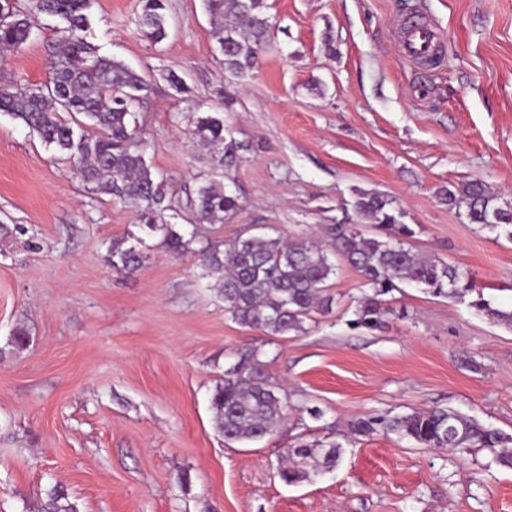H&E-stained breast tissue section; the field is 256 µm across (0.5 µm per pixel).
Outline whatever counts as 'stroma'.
<instances>
[{"instance_id": "stroma-1", "label": "stroma", "mask_w": 512, "mask_h": 512, "mask_svg": "<svg viewBox=\"0 0 512 512\" xmlns=\"http://www.w3.org/2000/svg\"><path fill=\"white\" fill-rule=\"evenodd\" d=\"M273 22L247 80L225 78L201 0H168V36L139 30L138 0H93L89 41L142 74L144 156L187 207L202 176L240 210L204 224L194 250L269 225L287 240L359 223L358 193L381 194L413 245L467 271L493 307L512 308V242L441 200L483 181L512 204V0H264ZM444 33L439 68L400 56L407 14ZM51 28L6 72L50 75ZM182 78L176 91L169 74ZM223 117L237 166L212 171L191 135ZM0 512H37L51 491L76 512H512V469L397 436H348L351 421L451 407L512 433V326L414 287L386 295L376 330L353 327L364 290L342 266L332 313L301 336H269L224 315L192 254L155 247L114 270L113 240L140 235L133 206L87 188L21 120L0 112ZM26 349L12 345L17 328ZM257 350L288 398L273 434L225 441L210 398L235 351ZM322 410L313 419L307 410ZM343 443L331 472L286 485L279 449Z\"/></svg>"}]
</instances>
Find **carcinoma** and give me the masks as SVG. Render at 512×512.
<instances>
[{
  "label": "carcinoma",
  "instance_id": "obj_1",
  "mask_svg": "<svg viewBox=\"0 0 512 512\" xmlns=\"http://www.w3.org/2000/svg\"><path fill=\"white\" fill-rule=\"evenodd\" d=\"M167 0H139L137 24L148 39L168 36ZM213 24V38L224 73L243 79L257 64V54L270 30L264 0H202ZM92 0H0V58L18 52L43 18L56 21L50 61L51 77L36 86H22L0 74V112H8L36 132L60 156L72 162L83 182L116 201L131 204L143 236L135 243L112 242L108 259L115 269L133 272L149 258L146 239L174 255L189 251L199 224H222L240 209L238 199L223 185L205 178L190 203L191 229L174 224L178 212L167 182L147 164L134 108L147 90L146 80L127 66L99 54L88 41ZM70 118H63V114ZM194 139L207 147L221 167L238 159V146L224 136V121L207 114L196 118ZM448 202L466 204L468 220L512 242V206L500 205L486 184L474 180L458 192L445 191ZM353 207L358 217L381 232L367 237L357 224H328L325 243L308 238L286 242L266 233L240 236L230 243L208 242L197 251L200 264L215 279L224 301V315L238 325L269 336L306 334L314 315L332 309L328 281L338 263L358 271L366 290L357 300L353 324L380 328L390 309L383 296L414 285L434 296L463 301L474 292L468 273L410 244L416 230L402 221L404 213L377 193L360 192ZM266 363L249 349L224 370L211 408L224 439L255 442L273 432L288 411V401L264 374ZM349 434L382 433L408 439L427 449L454 453L487 451L496 465L512 469V434L491 428L455 409L434 406L412 413L377 414L349 423ZM343 455L339 442L301 443L285 448L278 469L287 484L306 478L309 469L334 470Z\"/></svg>",
  "mask_w": 512,
  "mask_h": 512
}]
</instances>
